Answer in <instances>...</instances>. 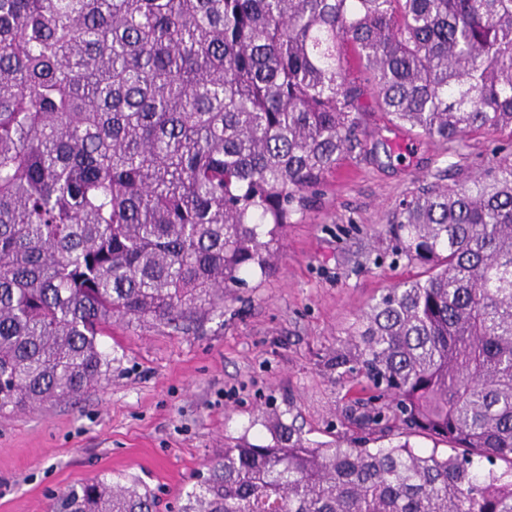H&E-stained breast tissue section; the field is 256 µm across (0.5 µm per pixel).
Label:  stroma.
<instances>
[{
  "instance_id": "obj_1",
  "label": "stroma",
  "mask_w": 512,
  "mask_h": 512,
  "mask_svg": "<svg viewBox=\"0 0 512 512\" xmlns=\"http://www.w3.org/2000/svg\"><path fill=\"white\" fill-rule=\"evenodd\" d=\"M362 103L364 149L309 192L273 274L247 277L223 316L186 333L115 326L101 339L115 358L108 381L73 401L0 415V512H50L61 492L96 476L137 481L159 512H180L228 438L264 439L266 411L314 441L358 434L343 415L357 380L325 360L351 345L374 299L423 271L390 250L393 210L420 185L479 174L508 146L484 134L454 155L390 124L372 96ZM398 138L416 145L397 151Z\"/></svg>"
}]
</instances>
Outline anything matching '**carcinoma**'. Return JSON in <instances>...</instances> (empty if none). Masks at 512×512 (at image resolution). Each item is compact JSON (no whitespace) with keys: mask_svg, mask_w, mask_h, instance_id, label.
<instances>
[{"mask_svg":"<svg viewBox=\"0 0 512 512\" xmlns=\"http://www.w3.org/2000/svg\"><path fill=\"white\" fill-rule=\"evenodd\" d=\"M367 86L443 146L512 141V0H0V414L101 385L116 325L224 315L362 148ZM388 234L427 275L328 361L377 390L350 417L379 446L265 419L182 512H512V152L418 188ZM58 509L154 502L97 477Z\"/></svg>","mask_w":512,"mask_h":512,"instance_id":"obj_1","label":"carcinoma"}]
</instances>
